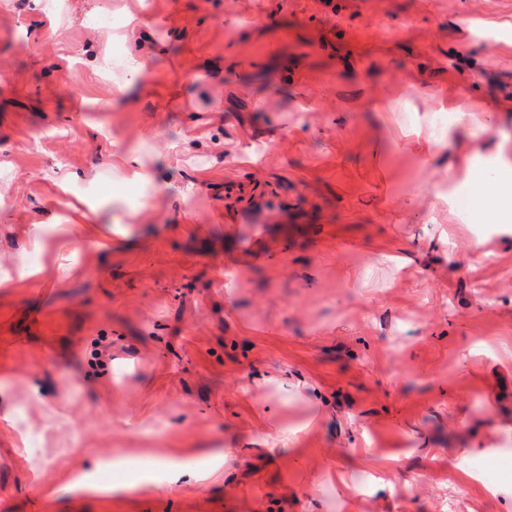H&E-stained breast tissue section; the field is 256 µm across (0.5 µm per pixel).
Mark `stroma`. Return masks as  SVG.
<instances>
[{
	"label": "stroma",
	"instance_id": "obj_1",
	"mask_svg": "<svg viewBox=\"0 0 512 512\" xmlns=\"http://www.w3.org/2000/svg\"><path fill=\"white\" fill-rule=\"evenodd\" d=\"M102 10L149 59L103 74ZM375 93L408 102L388 127ZM444 95L486 131L435 208L398 136ZM504 134L512 0H0V512H512V227L476 206ZM77 199L111 250L67 222ZM269 413L309 426L273 460ZM227 443L179 490L32 482Z\"/></svg>",
	"mask_w": 512,
	"mask_h": 512
}]
</instances>
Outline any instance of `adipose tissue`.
<instances>
[{
  "mask_svg": "<svg viewBox=\"0 0 512 512\" xmlns=\"http://www.w3.org/2000/svg\"><path fill=\"white\" fill-rule=\"evenodd\" d=\"M440 109L456 116L455 123L449 126L447 132H437L427 123L401 130L404 141L415 143L427 155L438 157L454 152L453 164L441 170L442 180L433 186L432 195L437 200L445 196V182L471 175L472 161L480 154L483 143L480 130L468 119L466 113L461 112L456 100L441 99ZM226 456L227 451L223 448H174L163 455L145 450L133 457L119 452L103 462L100 469L104 472L112 469L122 471L123 476L115 485L123 489L140 484L146 480L150 469L159 467L168 476V488L178 489L199 481L203 471H219ZM65 481L67 486H78L92 492H105L115 486L100 478L90 480L73 474L67 475Z\"/></svg>",
  "mask_w": 512,
  "mask_h": 512,
  "instance_id": "1",
  "label": "adipose tissue"
}]
</instances>
